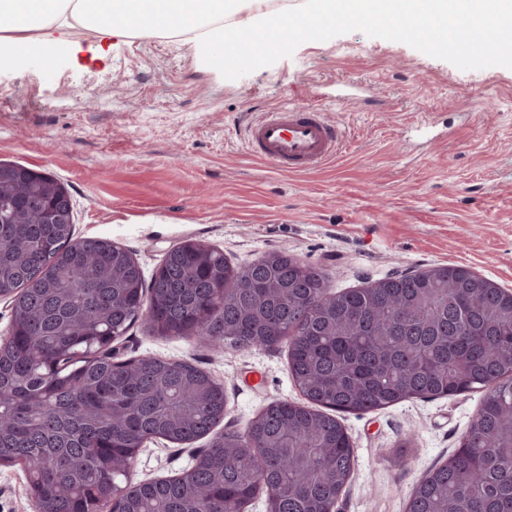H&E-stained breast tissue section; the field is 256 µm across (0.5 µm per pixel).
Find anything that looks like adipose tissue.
Instances as JSON below:
<instances>
[{
    "label": "adipose tissue",
    "instance_id": "obj_1",
    "mask_svg": "<svg viewBox=\"0 0 512 512\" xmlns=\"http://www.w3.org/2000/svg\"><path fill=\"white\" fill-rule=\"evenodd\" d=\"M233 0H0V58L7 60L40 46L56 50L67 37L89 34L101 39L147 31L163 37L190 35L196 46L219 57L227 34H239L253 24L278 28L285 17L248 16L225 25Z\"/></svg>",
    "mask_w": 512,
    "mask_h": 512
}]
</instances>
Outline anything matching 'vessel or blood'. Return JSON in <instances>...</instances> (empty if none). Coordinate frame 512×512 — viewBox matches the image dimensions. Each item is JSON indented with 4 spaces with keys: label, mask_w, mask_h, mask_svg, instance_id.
Instances as JSON below:
<instances>
[{
    "label": "vessel or blood",
    "mask_w": 512,
    "mask_h": 512,
    "mask_svg": "<svg viewBox=\"0 0 512 512\" xmlns=\"http://www.w3.org/2000/svg\"><path fill=\"white\" fill-rule=\"evenodd\" d=\"M344 140V125L329 123L318 106L274 107L246 128L248 150L287 172L319 169L341 151Z\"/></svg>",
    "instance_id": "b4317fda"
}]
</instances>
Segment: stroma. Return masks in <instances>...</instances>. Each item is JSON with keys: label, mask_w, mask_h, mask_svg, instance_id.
Wrapping results in <instances>:
<instances>
[{"label": "stroma", "mask_w": 512, "mask_h": 512, "mask_svg": "<svg viewBox=\"0 0 512 512\" xmlns=\"http://www.w3.org/2000/svg\"><path fill=\"white\" fill-rule=\"evenodd\" d=\"M336 98L326 117L344 124L346 142L323 168L280 172L245 147L246 124L267 109ZM0 162L54 176L75 236L120 244L148 275L193 239L237 265L298 255L333 294L443 265L512 290V68L462 70L355 30L228 80L186 36H80L50 64L0 65ZM142 356L190 361L223 383L219 434L244 431L271 402L303 400L284 345L217 350L142 321L115 357ZM481 400L476 391L341 414L356 460L336 512H406ZM205 445L150 440L130 477L179 475ZM0 512H36L23 468L0 466Z\"/></svg>", "instance_id": "stroma-1"}]
</instances>
